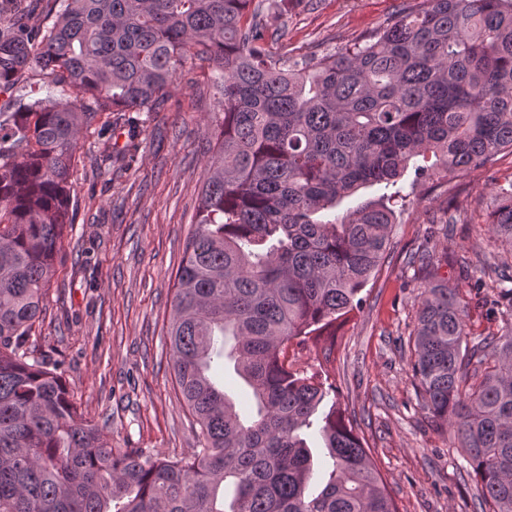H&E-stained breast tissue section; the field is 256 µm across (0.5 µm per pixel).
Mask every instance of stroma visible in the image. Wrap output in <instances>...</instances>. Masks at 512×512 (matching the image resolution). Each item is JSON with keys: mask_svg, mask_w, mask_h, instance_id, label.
Wrapping results in <instances>:
<instances>
[{"mask_svg": "<svg viewBox=\"0 0 512 512\" xmlns=\"http://www.w3.org/2000/svg\"><path fill=\"white\" fill-rule=\"evenodd\" d=\"M416 3L291 0L288 34L270 48L297 60L335 52ZM211 73L200 60L181 68L167 102L138 113L136 139L127 137L124 112L97 113L84 128L73 160L74 228L29 339L34 356L60 363L73 402L120 450L180 456L196 444L173 385L167 329L210 159L218 110ZM402 186L409 200L362 308L298 359L335 381L398 512H475L476 480L413 382L419 290L411 258L424 248L465 255L472 279L495 285L501 254L488 226L501 189L512 186V152L464 176L418 180L409 171Z\"/></svg>", "mask_w": 512, "mask_h": 512, "instance_id": "35a3bbf8", "label": "stroma"}]
</instances>
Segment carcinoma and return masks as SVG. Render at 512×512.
<instances>
[{
    "mask_svg": "<svg viewBox=\"0 0 512 512\" xmlns=\"http://www.w3.org/2000/svg\"><path fill=\"white\" fill-rule=\"evenodd\" d=\"M52 24L0 28V93L31 71L59 88L0 111V512H397L328 375L289 358L361 309L400 180L465 175L512 151V0H423L362 43L290 61L288 0H56ZM212 66L215 141L167 330L175 388L199 426L169 458L116 450L27 341L72 228V158L100 111L154 112L179 67ZM387 190L343 220L362 188ZM512 255V190L490 224ZM411 371L450 428L479 506L512 512V287L468 296L414 254ZM498 331L469 345L470 303ZM250 388L241 413L209 371ZM312 436L332 470L314 477Z\"/></svg>",
    "mask_w": 512,
    "mask_h": 512,
    "instance_id": "carcinoma-1",
    "label": "carcinoma"
}]
</instances>
